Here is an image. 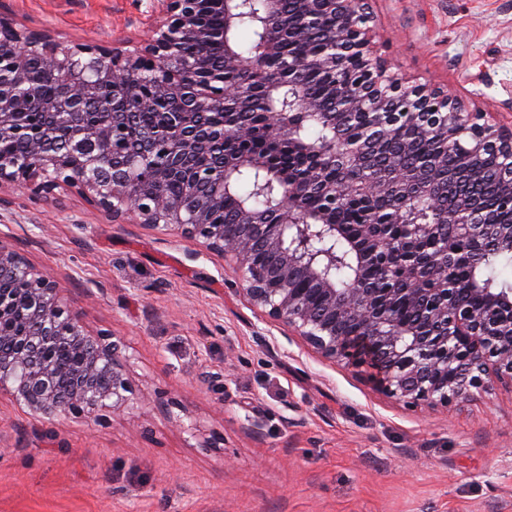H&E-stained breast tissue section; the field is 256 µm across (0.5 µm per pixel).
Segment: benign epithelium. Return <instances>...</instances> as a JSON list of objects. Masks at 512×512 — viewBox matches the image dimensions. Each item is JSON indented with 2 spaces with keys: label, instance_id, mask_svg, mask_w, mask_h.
Here are the masks:
<instances>
[{
  "label": "benign epithelium",
  "instance_id": "7a95c632",
  "mask_svg": "<svg viewBox=\"0 0 512 512\" xmlns=\"http://www.w3.org/2000/svg\"><path fill=\"white\" fill-rule=\"evenodd\" d=\"M159 14L152 35L140 44L118 49L105 43L64 45L49 34L20 29L13 19L0 14V140L20 139L27 145L23 159L0 156V186L9 183L38 203L54 198L63 189H73L112 222L133 220L152 227L175 226L187 240H197L206 251L233 264L242 294L271 320L294 330L322 358L357 368L375 367L368 379L389 398L407 404L447 405L471 394L489 382L512 386V293L480 288L475 282L458 288H427L425 280L410 274L414 297L434 294L424 326L394 322L401 297L397 288H378L368 278L376 254H404L410 259L411 242L421 236H440L439 224H416L407 238L392 248L393 241L379 238L372 225L363 226L358 238H350L352 258L350 284L338 287L331 273L336 263L330 243L346 236L336 223V201L356 190L369 195L417 198L440 206L434 182L398 164L359 183L342 184L327 172L331 168L352 171L365 164L400 123L408 121L427 134L447 133L448 153L468 164L477 177L484 159L502 156L497 181L500 201L512 209V125L485 120V114L468 111L456 98L425 85L406 87L390 72L387 63L372 50L365 15V0H297L302 18L299 35L326 14L336 19L328 33L331 53L314 59H296L297 66H311L336 78L347 62L360 63L356 77L337 83L334 97L344 124L317 153L320 168L305 178L283 185L276 206L269 209L273 223H257L250 205H239L233 224H215L231 195L229 170L257 165L248 157L224 156L217 169L199 170L196 185L180 197L162 192L164 182L179 176L191 157L212 151L217 145L244 134L234 124L212 125L207 112H224L227 102L246 96L250 89L227 83L216 75L211 48L221 45L224 69L247 67L267 74L264 88L281 84L278 72L267 69L269 59L280 52L276 32L281 0H264L266 35L256 54L244 58L235 48L230 32L238 25L243 0H206L224 23L218 31L203 25L201 0H147ZM62 86L61 92L39 98L22 88L29 66ZM153 83L138 96L141 112H153L159 104L172 102L161 133L134 138L118 137L127 98L139 90L144 74ZM291 94L301 101L297 112L286 109L270 113L271 140H287L302 151L311 150L300 133L310 119L323 116L320 103L310 98L296 78ZM98 104L111 113L109 123L97 121L89 106ZM371 112L376 121L360 135L351 128L353 115ZM164 147L163 162L149 161L155 142ZM91 142L97 153L78 168L68 159L73 146ZM318 192L328 202L310 213L302 200ZM485 211L466 196L453 212L455 236L429 261L428 278L448 264V247L457 239L472 246L481 244ZM262 248L276 261L261 267L253 252ZM14 276L15 287L0 289V328L15 317V299L25 297L31 317L42 327L29 335L13 337L12 348L0 351V392H10L15 402L47 418L98 419L107 409L119 410L129 403V383L124 365L117 359L116 341L110 333L92 335L81 318L64 305L62 288L54 276L35 268L20 253L0 240V271ZM482 295L484 307L462 308L460 293ZM498 313L490 320L486 310ZM358 326L357 342L347 336L350 325ZM65 347L76 355L68 373L52 361V352Z\"/></svg>",
  "mask_w": 512,
  "mask_h": 512
}]
</instances>
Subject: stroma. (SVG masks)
<instances>
[{
	"mask_svg": "<svg viewBox=\"0 0 512 512\" xmlns=\"http://www.w3.org/2000/svg\"><path fill=\"white\" fill-rule=\"evenodd\" d=\"M412 84L512 123V0H368ZM64 44L147 36L141 0H0ZM0 239L119 340L131 403L48 421L0 392V512H512V389L410 407L315 354L174 228L115 224L76 192L0 188Z\"/></svg>",
	"mask_w": 512,
	"mask_h": 512,
	"instance_id": "35a3bbf8",
	"label": "stroma"
}]
</instances>
